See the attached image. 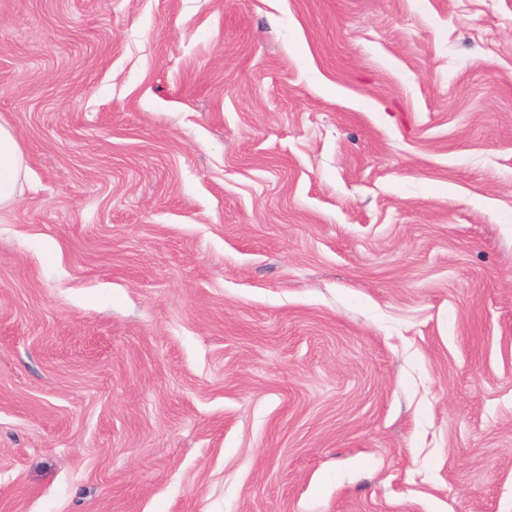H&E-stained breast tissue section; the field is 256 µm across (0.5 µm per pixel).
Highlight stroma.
Segmentation results:
<instances>
[{
  "instance_id": "1",
  "label": "stroma",
  "mask_w": 512,
  "mask_h": 512,
  "mask_svg": "<svg viewBox=\"0 0 512 512\" xmlns=\"http://www.w3.org/2000/svg\"><path fill=\"white\" fill-rule=\"evenodd\" d=\"M0 512H512V0H0ZM24 153L8 122L0 118V210L18 198Z\"/></svg>"
}]
</instances>
